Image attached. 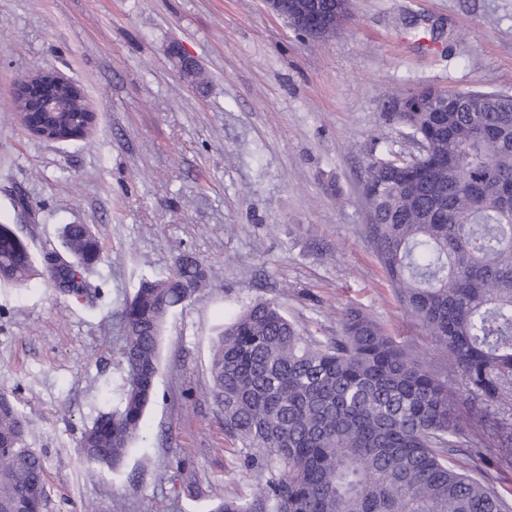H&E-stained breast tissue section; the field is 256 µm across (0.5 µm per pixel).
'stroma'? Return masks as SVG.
I'll use <instances>...</instances> for the list:
<instances>
[{
    "label": "stroma",
    "mask_w": 512,
    "mask_h": 512,
    "mask_svg": "<svg viewBox=\"0 0 512 512\" xmlns=\"http://www.w3.org/2000/svg\"><path fill=\"white\" fill-rule=\"evenodd\" d=\"M174 45L197 59L195 81ZM40 69L81 87L94 149L25 129L14 92ZM427 86L512 94V0H352L321 38L265 0H0V222L36 257L65 224L102 248L81 295L0 283V393L44 458V512H208L212 487L256 489L210 395L212 349L251 301L318 337L354 304L434 359L374 256L359 192L372 151L411 148L393 101ZM184 253L211 286L167 320L145 437L116 469L87 463L81 433L121 383L123 304Z\"/></svg>",
    "instance_id": "35a3bbf8"
}]
</instances>
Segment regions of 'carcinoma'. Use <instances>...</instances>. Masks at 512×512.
<instances>
[{"mask_svg": "<svg viewBox=\"0 0 512 512\" xmlns=\"http://www.w3.org/2000/svg\"><path fill=\"white\" fill-rule=\"evenodd\" d=\"M479 108L428 109V96L395 103L410 152L374 153L361 194L366 232L405 313L435 342L432 365L364 311L344 313L337 336L302 335L273 300H256L225 324L212 355L211 393L243 464L265 473L247 497L213 493L210 512H512L478 469L483 441L459 406L481 400L512 426V96L478 91ZM81 104L55 116L71 132ZM64 261L36 264L0 224V283L40 275L69 294L101 261L85 224L61 229ZM185 254L164 278H143L121 312L118 401L80 438L84 458L117 468L139 438L154 398L168 316L207 287ZM26 416L0 394V512H30L45 490L43 457ZM465 455L473 464L461 465Z\"/></svg>", "mask_w": 512, "mask_h": 512, "instance_id": "obj_1", "label": "carcinoma"}]
</instances>
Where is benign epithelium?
<instances>
[{"mask_svg": "<svg viewBox=\"0 0 512 512\" xmlns=\"http://www.w3.org/2000/svg\"><path fill=\"white\" fill-rule=\"evenodd\" d=\"M273 13L284 17L288 23L302 30L310 37H320L325 32L336 28L350 13L351 0H341V10L324 9L320 0H265ZM171 57L182 77L191 82V69L196 64L194 58L178 49L171 52ZM21 97L20 112L27 115L37 112H63L68 99L78 94L75 83L67 80L58 72L42 71L23 76L16 88Z\"/></svg>", "mask_w": 512, "mask_h": 512, "instance_id": "7a95c632", "label": "benign epithelium"}]
</instances>
